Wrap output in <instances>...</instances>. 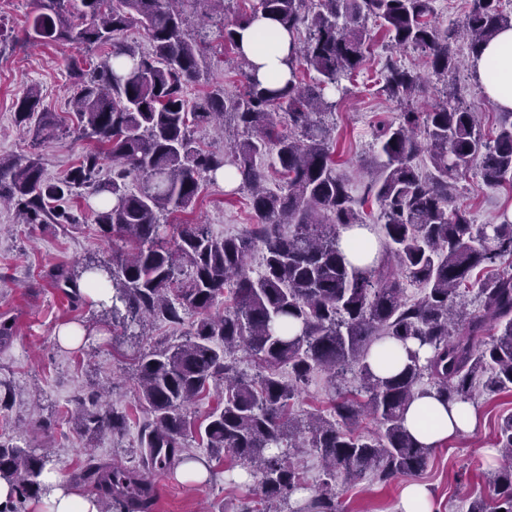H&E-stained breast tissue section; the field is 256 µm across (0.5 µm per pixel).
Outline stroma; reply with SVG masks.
<instances>
[{
  "mask_svg": "<svg viewBox=\"0 0 512 512\" xmlns=\"http://www.w3.org/2000/svg\"><path fill=\"white\" fill-rule=\"evenodd\" d=\"M37 13L36 0H0V27L11 36L0 44V156L37 153L47 178L56 179L74 167L85 143L77 133L78 121L70 108L74 95L68 62L75 49L52 43L30 47L20 43L25 29ZM369 53L360 73L336 94L338 103L331 118L336 160L341 170L356 182L371 178L377 164L372 149V130L381 121L398 120L405 108L422 112L444 98V87L428 79L425 88L404 106L382 90L381 71L386 60L388 38L378 22L368 24ZM224 87L229 94L242 91L236 62L222 47H215L208 60V78L188 84L185 94L195 98L210 86ZM36 87L41 104L63 122L59 138L33 147L26 128L14 118L15 103L28 87ZM464 103L483 114V131L493 135L498 110L484 96L471 71H463L453 88ZM456 206L468 212L476 224L497 222L502 210L512 209V189L488 187L477 169H469L458 180ZM93 199L73 197L71 206L81 215L80 224H21L9 206H0V319L14 320L16 333L0 343V382L12 392L10 407L0 416L6 430L23 446L52 449V467L64 479H72L84 460V450L94 446L104 462L138 466V434L144 419L134 376L133 351L117 345L120 327L101 315L100 306L84 301L71 304L53 288L49 271L64 265L80 269L88 256L110 251L93 221ZM175 222L206 224L218 236L244 232L257 217L247 193L230 192L224 185L204 180L198 198ZM70 323L90 332L81 347H62L56 333ZM110 386L107 407L128 416L123 435H106L95 441L76 432L66 413L84 392ZM472 404L476 426L446 444L434 448L416 481L429 492L435 512H466L469 496L484 493L488 478L499 465L492 455L498 424L512 415V391H476ZM211 480L179 481L175 470L153 471L148 479L155 492L154 512H242L247 503L259 499L252 478L231 455L211 461ZM406 478L387 484L363 479L347 485L340 497L344 512H395Z\"/></svg>",
  "mask_w": 512,
  "mask_h": 512,
  "instance_id": "obj_1",
  "label": "stroma"
}]
</instances>
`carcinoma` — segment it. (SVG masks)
<instances>
[{"instance_id": "1", "label": "carcinoma", "mask_w": 512, "mask_h": 512, "mask_svg": "<svg viewBox=\"0 0 512 512\" xmlns=\"http://www.w3.org/2000/svg\"><path fill=\"white\" fill-rule=\"evenodd\" d=\"M226 0H38L25 39L68 43L103 51L97 63L76 54L68 68L80 137L102 150L82 154L61 180L44 178L33 156L0 157V204L15 206L24 224L61 226L80 217L58 202L83 193L99 198L93 210L102 238L112 243L106 258L91 257L82 273L93 284H108L112 303L101 304L123 335H142L144 322L180 324L195 316L188 337L177 344L140 350L135 357L139 401L148 414L140 437L141 466L173 468L194 459L186 441L196 433L211 459L231 454L248 469L259 490L260 507L244 512H341L339 489L365 476L387 484L416 475L432 448L404 426L415 396L428 394L448 404L474 398L476 385L492 393L512 390V273L479 280L481 311L465 312L462 285L474 270L512 255V220L474 224L451 208L459 176L476 165L492 186L512 187V112L502 113L493 139L481 132L480 112L454 98L426 112H403L373 130L382 158L372 178L357 185L334 158L332 128L325 121L336 108L327 92L342 90L365 60L374 19L388 34V47L425 54L432 75L455 80L458 43L479 55L497 34L512 27L502 0H470L464 19L438 30L431 21L433 0H257L250 12L187 33L189 12ZM277 21L290 36L308 30L304 44L292 42L290 76L280 86L264 84L242 54L235 35L258 15ZM141 26L150 50L116 40ZM241 60L243 91L228 97L221 88L194 100L185 85L206 65L213 40ZM316 76L306 83L301 70ZM382 90L397 101L423 91V78L388 57ZM283 114L293 132L276 130ZM17 123L36 144L54 138L60 124L41 108L38 89L18 98ZM198 127L224 134L230 152L217 155L194 138ZM428 153L432 170L421 175L414 161ZM112 177L99 178L104 157ZM269 168L283 186H268ZM231 169L249 195L259 221L236 237H216L205 224H168L167 215L195 201L200 180ZM139 183L137 190L129 183ZM380 206L378 252L359 266L340 248L343 231L364 223L363 205ZM260 250V271L249 258ZM71 303L82 299L79 276L65 266L49 272ZM424 288L405 297L406 285ZM224 304V312L214 308ZM491 341L476 340L487 328ZM395 340L430 350L426 359L407 350L396 373L376 375L368 357L373 345ZM243 353L257 372L239 368ZM288 368V376L281 374ZM355 386L338 393L328 414L301 418L293 406L300 384L316 371ZM220 388L222 398L194 427L185 408ZM364 415L379 425L374 434L356 432ZM73 424L90 437L124 433L123 414L104 407L103 394L77 398ZM503 463L493 472L487 497L468 499L466 512H512V415L498 427ZM311 449L322 463L314 495L297 509L290 498L302 487L296 453ZM48 452L27 448L0 434V477L16 485L18 498L0 512L44 491ZM77 479L94 488L100 512H152L153 488L136 467L109 466L87 454Z\"/></svg>"}]
</instances>
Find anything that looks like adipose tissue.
<instances>
[{
    "mask_svg": "<svg viewBox=\"0 0 512 512\" xmlns=\"http://www.w3.org/2000/svg\"><path fill=\"white\" fill-rule=\"evenodd\" d=\"M244 56L258 68L259 78L276 84L289 75L287 64L291 38L275 21L259 17L240 31ZM474 76L487 99L500 111H512V28L502 30L471 61ZM476 415L470 404L444 405L430 395L416 397L405 415L408 431L422 444L439 446L461 433L473 430ZM46 488L33 512H98L95 500L70 489L55 471L42 475Z\"/></svg>",
    "mask_w": 512,
    "mask_h": 512,
    "instance_id": "1",
    "label": "adipose tissue"
}]
</instances>
